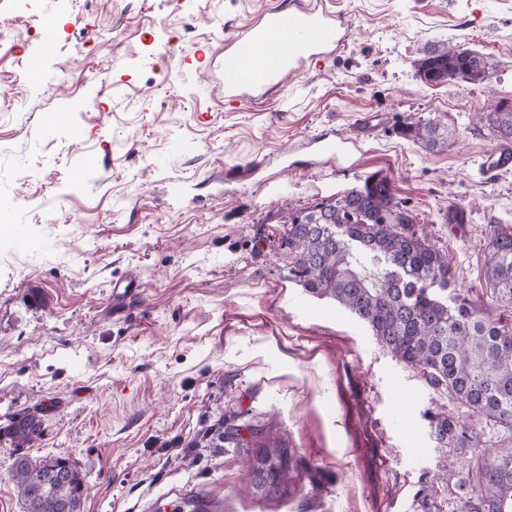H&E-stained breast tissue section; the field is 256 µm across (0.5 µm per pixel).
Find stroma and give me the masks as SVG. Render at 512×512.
Segmentation results:
<instances>
[{"label": "stroma", "instance_id": "stroma-1", "mask_svg": "<svg viewBox=\"0 0 512 512\" xmlns=\"http://www.w3.org/2000/svg\"><path fill=\"white\" fill-rule=\"evenodd\" d=\"M290 2L0 0V426L42 417L26 453L76 462L83 512H409L445 460L463 476L512 448L480 420L481 454L436 448L430 415L468 409L306 291L281 247L289 210L384 176L453 287L494 309L512 171L478 170L484 115L512 104V0H334L335 54L225 106L227 32ZM445 44L483 52L489 79L423 83L416 60ZM419 119L448 124L447 150L397 135ZM336 134L350 158L317 155ZM231 417L285 441L275 494L247 489L248 449L197 445Z\"/></svg>", "mask_w": 512, "mask_h": 512}]
</instances>
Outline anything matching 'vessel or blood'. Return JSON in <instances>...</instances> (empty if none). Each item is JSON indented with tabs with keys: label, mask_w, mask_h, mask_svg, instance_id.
Instances as JSON below:
<instances>
[{
	"label": "vessel or blood",
	"mask_w": 512,
	"mask_h": 512,
	"mask_svg": "<svg viewBox=\"0 0 512 512\" xmlns=\"http://www.w3.org/2000/svg\"><path fill=\"white\" fill-rule=\"evenodd\" d=\"M344 23L316 0H298L288 11L265 13L254 25L224 39V100L235 105L263 96L301 64L320 63L340 45ZM321 155L340 159L355 142L348 137L319 138ZM512 169V142H499L483 156L484 175Z\"/></svg>",
	"instance_id": "b4317fda"
}]
</instances>
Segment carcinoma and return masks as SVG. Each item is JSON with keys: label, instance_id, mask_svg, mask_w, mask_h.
<instances>
[{"label": "carcinoma", "instance_id": "cac0c4a2", "mask_svg": "<svg viewBox=\"0 0 512 512\" xmlns=\"http://www.w3.org/2000/svg\"><path fill=\"white\" fill-rule=\"evenodd\" d=\"M420 79L431 85L448 81L481 83L489 78L483 53L461 46L429 48L417 61ZM494 135L512 140V105H499L486 115ZM398 134L424 148L448 149V125L439 120L408 122ZM284 246L289 272L306 291L326 297L366 325L397 359L418 370L435 389L465 406L474 416L512 431V232L491 238L486 276L499 312L478 307L461 292L444 295L453 274L448 255L416 227L415 217L396 201L390 181L376 175L342 195L288 213ZM440 448H477L470 426L438 412L429 420ZM43 433V420L31 411L16 414L0 427V440L29 448ZM200 440L236 448H257L258 493L277 491L289 472L288 450L280 439L261 429L241 428L224 420L205 427ZM67 471L60 482L55 469ZM13 477L26 512H57L60 503L82 512L84 476L65 456L40 462L21 454ZM447 463L417 490L411 512H442V499L455 496L453 512H512V448H502L472 477L474 489Z\"/></svg>", "mask_w": 512, "mask_h": 512}]
</instances>
